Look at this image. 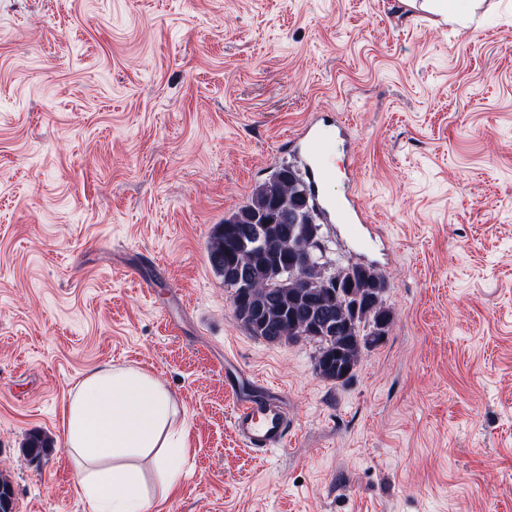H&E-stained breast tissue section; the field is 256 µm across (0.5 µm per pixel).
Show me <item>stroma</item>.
Instances as JSON below:
<instances>
[{"instance_id":"obj_1","label":"stroma","mask_w":512,"mask_h":512,"mask_svg":"<svg viewBox=\"0 0 512 512\" xmlns=\"http://www.w3.org/2000/svg\"><path fill=\"white\" fill-rule=\"evenodd\" d=\"M343 121L320 227L385 274L387 335L346 382L316 343L234 315L207 241L316 115ZM288 409L287 449L233 429L224 360ZM172 394L187 454L150 512H512V0L449 24L400 0H0V475L13 512H89L64 441L103 364ZM52 441L35 457L23 444Z\"/></svg>"}]
</instances>
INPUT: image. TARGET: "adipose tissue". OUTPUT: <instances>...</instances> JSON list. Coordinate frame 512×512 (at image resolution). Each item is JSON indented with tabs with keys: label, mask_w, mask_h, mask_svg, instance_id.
Masks as SVG:
<instances>
[{
	"label": "adipose tissue",
	"mask_w": 512,
	"mask_h": 512,
	"mask_svg": "<svg viewBox=\"0 0 512 512\" xmlns=\"http://www.w3.org/2000/svg\"><path fill=\"white\" fill-rule=\"evenodd\" d=\"M170 392L140 369L110 364L81 381L65 418L66 446L92 512H148L138 459L152 457L165 488L182 476L185 438Z\"/></svg>",
	"instance_id": "adipose-tissue-1"
}]
</instances>
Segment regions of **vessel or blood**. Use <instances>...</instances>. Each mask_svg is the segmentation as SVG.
Returning a JSON list of instances; mask_svg holds the SVG:
<instances>
[{"label":"vessel or blood","mask_w":512,"mask_h":512,"mask_svg":"<svg viewBox=\"0 0 512 512\" xmlns=\"http://www.w3.org/2000/svg\"><path fill=\"white\" fill-rule=\"evenodd\" d=\"M329 153L330 142L323 128H309L304 141L309 170L308 192L319 200L327 221L347 222L348 233L360 248H367L368 241L363 235L362 226L367 216L359 201L350 198L339 202L322 193L323 186L335 176V169L328 161ZM240 386L238 378H231L230 388L236 394L233 428L237 435L248 448L261 455L283 449L291 429L287 409L277 399L241 393Z\"/></svg>","instance_id":"vessel-or-blood-1"}]
</instances>
